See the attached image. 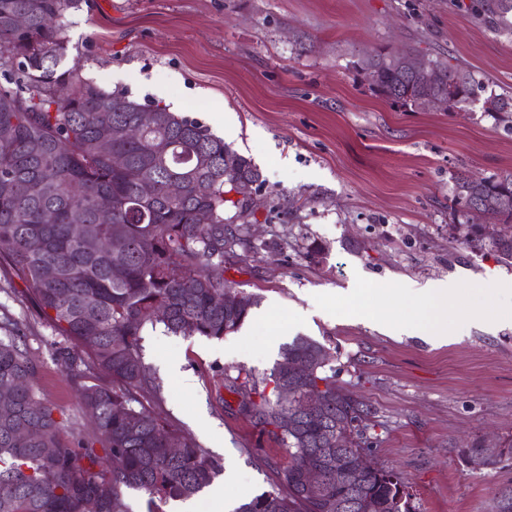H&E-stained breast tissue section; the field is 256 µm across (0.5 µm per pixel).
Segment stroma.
<instances>
[{"mask_svg":"<svg viewBox=\"0 0 512 512\" xmlns=\"http://www.w3.org/2000/svg\"><path fill=\"white\" fill-rule=\"evenodd\" d=\"M473 0H83L67 29L69 57L108 90L143 106L175 100L181 115L252 160L257 207L238 216L256 238L225 278L259 297L261 324L223 340L146 330L143 360L159 392L143 403L234 466L247 497L279 482L284 457L235 406L225 375L261 374L278 360L276 332L330 347L336 383L372 405L375 464L397 473L414 512H498L512 489V453L468 468L463 448L512 440V324L473 328L434 347L393 338L368 320L373 290L454 281L493 311L512 296L489 280L512 264L464 244L467 214L452 204L460 176L512 175V129L481 104L404 109L374 91L365 60L410 50L469 69L489 95L512 92V37L476 16ZM324 246L320 262L306 258ZM19 327L37 385L66 438L93 422L50 344L25 285L0 267V325ZM179 363L195 386L167 373Z\"/></svg>","mask_w":512,"mask_h":512,"instance_id":"1","label":"stroma"}]
</instances>
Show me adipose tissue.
<instances>
[{"label": "adipose tissue", "mask_w": 512, "mask_h": 512, "mask_svg": "<svg viewBox=\"0 0 512 512\" xmlns=\"http://www.w3.org/2000/svg\"><path fill=\"white\" fill-rule=\"evenodd\" d=\"M459 293L458 285L452 281L433 282L420 288L392 284L379 289L383 312L373 315L372 320L385 335L395 338L417 336L435 346L447 343L448 328L452 325L490 328L512 321V314L506 312L489 313L476 307L459 308ZM420 296L427 299V306L422 312L410 317L394 313L395 304Z\"/></svg>", "instance_id": "obj_1"}]
</instances>
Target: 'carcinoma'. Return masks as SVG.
<instances>
[{
  "mask_svg": "<svg viewBox=\"0 0 512 512\" xmlns=\"http://www.w3.org/2000/svg\"><path fill=\"white\" fill-rule=\"evenodd\" d=\"M82 0H0V265L27 285L41 318L52 328L53 353L80 380L79 401L97 416L94 439L74 446L36 386V366L12 327L0 336V391L13 392V409L0 414V512H129L125 490H139L153 505L199 496L221 463L143 406L151 389L142 360V333L162 325L183 337L221 340L236 332L255 294L224 279L234 247L250 251L246 228L224 219L238 176L260 178L257 167L200 122L153 106L158 121L130 139L143 106L124 91L106 90L84 77L81 59L66 62L68 16ZM481 11L512 35V0H484ZM28 16L20 28L14 19ZM408 51L398 60L376 54L365 70L372 88L402 108L415 106ZM452 88L448 109L479 101L484 86L460 65L428 59ZM488 109L512 129V96L487 97ZM109 149L101 150L102 143ZM125 164L112 165V154ZM209 163L195 167L198 154ZM208 193L199 195L198 181ZM155 194L144 199L140 184ZM26 183L27 194L17 187ZM101 196L111 206L97 207ZM481 203L502 225L488 240L475 225L465 242L512 261V175L455 180L452 201ZM54 220H43L45 212ZM124 276L112 277V266ZM92 328L96 337L85 339ZM224 389L238 412L288 452L283 482L240 503L234 512H411L404 483L380 468L363 473L357 491L336 481L319 448L341 446L353 456L373 444L371 408L336 386L329 349L298 336L281 347L280 360L261 375H227ZM330 398L306 407L317 391ZM180 444L172 454L169 441ZM322 475L318 491L300 474Z\"/></svg>",
  "mask_w": 512,
  "mask_h": 512,
  "instance_id": "cac0c4a2",
  "label": "carcinoma"
}]
</instances>
